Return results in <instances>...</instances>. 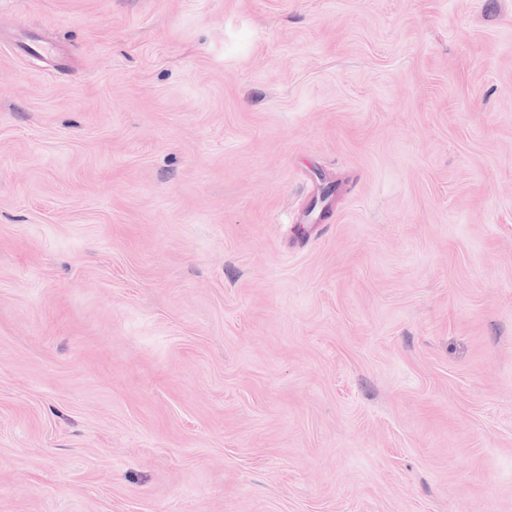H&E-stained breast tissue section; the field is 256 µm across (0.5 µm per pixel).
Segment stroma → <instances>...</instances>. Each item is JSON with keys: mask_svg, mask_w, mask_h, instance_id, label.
<instances>
[{"mask_svg": "<svg viewBox=\"0 0 512 512\" xmlns=\"http://www.w3.org/2000/svg\"><path fill=\"white\" fill-rule=\"evenodd\" d=\"M0 512H512V0H0Z\"/></svg>", "mask_w": 512, "mask_h": 512, "instance_id": "stroma-1", "label": "stroma"}]
</instances>
